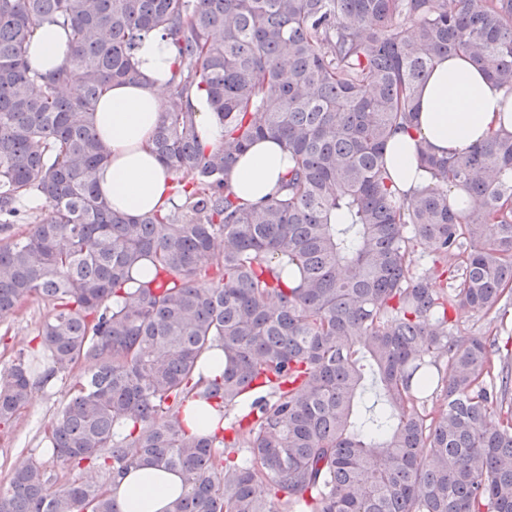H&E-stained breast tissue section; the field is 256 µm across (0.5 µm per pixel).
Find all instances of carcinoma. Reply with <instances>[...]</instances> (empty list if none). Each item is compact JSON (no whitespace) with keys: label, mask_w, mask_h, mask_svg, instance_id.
<instances>
[{"label":"carcinoma","mask_w":512,"mask_h":512,"mask_svg":"<svg viewBox=\"0 0 512 512\" xmlns=\"http://www.w3.org/2000/svg\"><path fill=\"white\" fill-rule=\"evenodd\" d=\"M46 21L74 48L38 74L26 49ZM150 33L177 49L153 144L181 203L127 216L97 190L94 107L140 80ZM446 55L493 62L511 92L512 0H0V313L51 307L0 370V424L85 363L46 451L107 475L56 489L31 455L0 512H120L109 486L141 460L180 473L169 512H512V352L452 333L507 314L512 132L452 158L421 145L431 182L409 199L383 159ZM194 90L224 123L211 148ZM261 139L294 166L244 203L224 175ZM450 184L480 208L452 210ZM32 193L46 214L15 234ZM368 376L380 406L360 422ZM195 399L234 415L232 435L189 433Z\"/></svg>","instance_id":"cac0c4a2"}]
</instances>
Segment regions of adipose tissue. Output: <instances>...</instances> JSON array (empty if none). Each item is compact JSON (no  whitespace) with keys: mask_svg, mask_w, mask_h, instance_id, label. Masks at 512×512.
<instances>
[{"mask_svg":"<svg viewBox=\"0 0 512 512\" xmlns=\"http://www.w3.org/2000/svg\"><path fill=\"white\" fill-rule=\"evenodd\" d=\"M71 51L67 32L46 22L35 30L28 55L33 70L44 74ZM175 54L171 40L143 37L135 52L142 82L112 85L95 106L94 130L109 147V157L97 171L98 191L118 212L139 215L171 206L174 175L155 154L153 138ZM488 72V67L472 66L461 56L436 60L417 89L413 125L395 131L384 151L400 192L413 196L430 182L418 166L419 142L450 157L495 132L512 129V93L489 79ZM291 165L284 145L260 140L241 156L227 180L239 197L257 202L275 194ZM183 492L177 473L147 463L129 467L112 487L121 512H167Z\"/></svg>","mask_w":512,"mask_h":512,"instance_id":"adipose-tissue-1","label":"adipose tissue"}]
</instances>
